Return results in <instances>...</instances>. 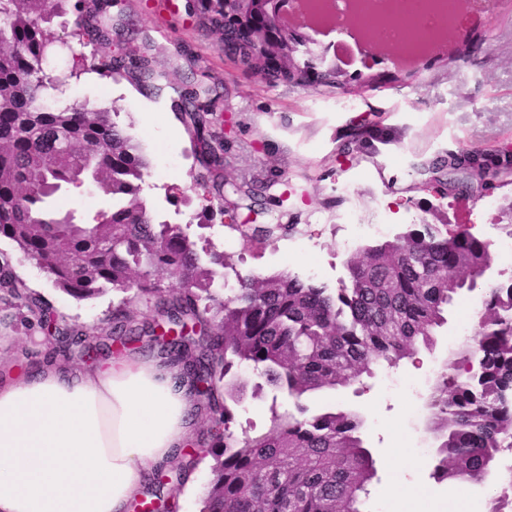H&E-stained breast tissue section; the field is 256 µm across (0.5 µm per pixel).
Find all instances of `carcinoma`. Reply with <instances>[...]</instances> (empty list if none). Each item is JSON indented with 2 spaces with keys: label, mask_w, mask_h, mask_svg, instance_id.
Returning a JSON list of instances; mask_svg holds the SVG:
<instances>
[{
  "label": "carcinoma",
  "mask_w": 512,
  "mask_h": 512,
  "mask_svg": "<svg viewBox=\"0 0 512 512\" xmlns=\"http://www.w3.org/2000/svg\"><path fill=\"white\" fill-rule=\"evenodd\" d=\"M201 23L220 32L224 54L248 70L265 69L270 49L241 45L226 31L224 0H197ZM112 0H0V238L12 241L24 259L77 299L109 291L123 294L112 307L109 335L131 343L148 359L173 370L175 388L194 403L192 421L215 424L208 454L210 480L200 512H363L364 498L377 475L375 461L360 436L361 416L353 411L308 413L303 399L336 390L433 348L437 330L447 323L448 305L471 291L476 279L495 264L491 244L468 232H444L424 224L391 240L367 246L347 261L348 281L337 288L293 273L237 276L225 295L215 287L232 267L212 243L198 247L180 224L153 222L141 196L148 163L137 144L104 109L91 112L75 103L44 105L56 84L47 73L61 37L54 17L75 14L71 36L78 39L89 20L104 22ZM97 71L124 76L112 56L93 49ZM308 55L293 68L270 74L269 83L307 86L313 81L355 97L397 80L389 72L372 74L353 87L327 64L321 75L307 70ZM196 114L176 113L192 150L217 145L207 104L195 91L184 95ZM341 152L374 154L392 142L378 120L352 125ZM427 174L448 170V193L459 191L458 171L493 183L512 177V151L448 149L421 164ZM93 177L112 195V207L93 224H77L72 212L53 201L63 188ZM243 209L262 206L267 188L230 185ZM244 247L268 241L281 229L230 224ZM177 278L182 288L166 294L154 276ZM154 303L178 335L168 341L146 337L130 304ZM84 328L70 329L60 356L92 348ZM244 364L271 390L293 400L279 411L272 398L270 425L260 435L231 431V405L256 396L262 386L234 373ZM427 430L436 448L434 477L450 483H481L497 458L512 451V275L488 290L477 312V328L448 355L433 379L425 402ZM166 467H152L144 479V503L161 498ZM490 512L512 503V468L498 477Z\"/></svg>",
  "instance_id": "1"
}]
</instances>
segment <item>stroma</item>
Listing matches in <instances>:
<instances>
[{
	"instance_id": "stroma-1",
	"label": "stroma",
	"mask_w": 512,
	"mask_h": 512,
	"mask_svg": "<svg viewBox=\"0 0 512 512\" xmlns=\"http://www.w3.org/2000/svg\"><path fill=\"white\" fill-rule=\"evenodd\" d=\"M190 2L117 0L110 13L108 23L121 42H132L150 58L166 86L160 97L146 98L122 79L92 77L89 57L65 52L49 68L58 85L49 106L77 100L90 109L110 107L113 121L139 146L149 162L142 195L154 222L185 225L200 243L210 238L212 225L229 222L223 197L195 185L196 159L171 109L175 88L200 84L209 88L210 108L220 117L214 132L228 135L219 178L257 185L274 180L289 193L283 206L270 207L266 219L291 224L293 232L245 251L238 233L226 230L218 247L233 255L237 273L288 271L339 287L353 250L419 228L427 208L435 205L444 221L486 240L496 252L494 271L467 294L472 308L480 307L500 273L512 274V255L504 248L512 227L499 211L504 199L512 198V184L483 198L442 201L411 189L415 164L439 151L494 149L512 141V0H497L485 14L475 13L471 0H458L462 18L488 40L477 61L429 56L412 76L358 100L353 108L344 107L346 95L336 89L258 81L225 56L219 35L189 13ZM377 111L385 112L394 143L374 155L337 157L350 121ZM345 180L353 182V193L339 190ZM380 222L387 225L381 234L373 230ZM0 254L28 293L48 302L67 326L105 327L118 295L76 300L55 288L10 240L0 239ZM30 317L27 306L0 302V378L17 374L22 366L44 365L35 353ZM474 327L461 320L458 305H450L433 350L419 351L395 369L377 368L364 392L349 387L306 398L310 413L351 409L363 417L362 438L377 462L378 477L364 512H422L425 504L457 496V488L432 476L435 450L426 430L424 398L449 350ZM387 455L393 458L389 467L383 463ZM392 485L401 489V497L388 495Z\"/></svg>"
}]
</instances>
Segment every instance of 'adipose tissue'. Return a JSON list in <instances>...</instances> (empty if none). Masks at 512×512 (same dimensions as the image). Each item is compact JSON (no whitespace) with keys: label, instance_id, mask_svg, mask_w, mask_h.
Listing matches in <instances>:
<instances>
[{"label":"adipose tissue","instance_id":"adipose-tissue-1","mask_svg":"<svg viewBox=\"0 0 512 512\" xmlns=\"http://www.w3.org/2000/svg\"><path fill=\"white\" fill-rule=\"evenodd\" d=\"M191 422L145 359L0 382V512H123Z\"/></svg>","mask_w":512,"mask_h":512}]
</instances>
